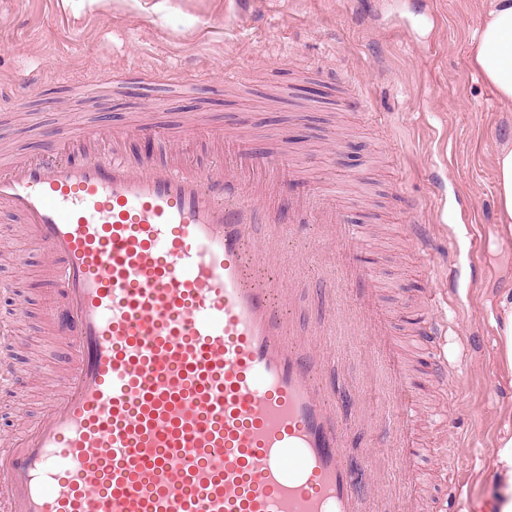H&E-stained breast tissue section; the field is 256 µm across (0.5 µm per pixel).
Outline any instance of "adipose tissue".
I'll list each match as a JSON object with an SVG mask.
<instances>
[{"instance_id": "ef3b65f1", "label": "adipose tissue", "mask_w": 512, "mask_h": 512, "mask_svg": "<svg viewBox=\"0 0 512 512\" xmlns=\"http://www.w3.org/2000/svg\"><path fill=\"white\" fill-rule=\"evenodd\" d=\"M471 62L512 106V0H488L485 18L471 51ZM497 194L503 231L512 234V146L503 145L495 156Z\"/></svg>"}]
</instances>
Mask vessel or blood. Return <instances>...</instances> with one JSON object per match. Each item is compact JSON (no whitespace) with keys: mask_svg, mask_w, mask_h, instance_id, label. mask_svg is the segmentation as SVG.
<instances>
[{"mask_svg":"<svg viewBox=\"0 0 512 512\" xmlns=\"http://www.w3.org/2000/svg\"><path fill=\"white\" fill-rule=\"evenodd\" d=\"M94 138L73 125L62 148L0 160V209L45 248L46 283L60 300L52 331L71 348L49 411L0 454L6 512H365L359 485L388 490L376 467L385 448L401 481L398 512H422L419 378L374 311L376 268L350 260L365 227L347 223L335 189L293 166L298 191L275 209L279 160H256L240 130L224 135L240 146L235 163L209 171L176 150L161 165L130 164L117 148L79 165L63 158L66 149L91 152ZM310 224L320 228L318 284L355 298L335 302L304 335L282 307L307 284L305 265L287 261L281 243ZM406 233L433 265L430 225ZM346 319L389 376L388 424L372 426L356 467L340 423L347 400L329 404L314 375L322 338ZM447 333L443 314L424 320L440 382ZM15 344L1 325L0 389L12 392L22 386L8 352Z\"/></svg>","mask_w":512,"mask_h":512,"instance_id":"vessel-or-blood-1","label":"vessel or blood"}]
</instances>
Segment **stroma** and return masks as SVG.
Segmentation results:
<instances>
[{"instance_id":"stroma-1","label":"stroma","mask_w":512,"mask_h":512,"mask_svg":"<svg viewBox=\"0 0 512 512\" xmlns=\"http://www.w3.org/2000/svg\"><path fill=\"white\" fill-rule=\"evenodd\" d=\"M487 0H0V156L36 158L69 124L122 131L152 123V139L131 137L130 163L162 157L190 122V161L214 163V129L247 118L256 157L287 145L355 200L350 222L374 236L357 251L381 274V306L418 324L432 289L447 287L449 361L460 383H421L426 409L446 403L431 442L467 454L459 471L463 512L499 502L505 477L497 448L512 436V367L500 309L512 300V235L500 224L494 157L512 143V110L470 63ZM245 77L224 84L226 65ZM196 81L169 93V67ZM94 78L93 90L74 83ZM362 144L357 161H329L333 137ZM425 204L439 252L455 275L443 284L419 261L405 231L409 205ZM47 253L22 224L0 213V280L17 284L0 301L24 343L16 363L26 379L0 392V449L46 413L49 388L36 369L63 364L70 349L50 334L57 296L47 288Z\"/></svg>"}]
</instances>
